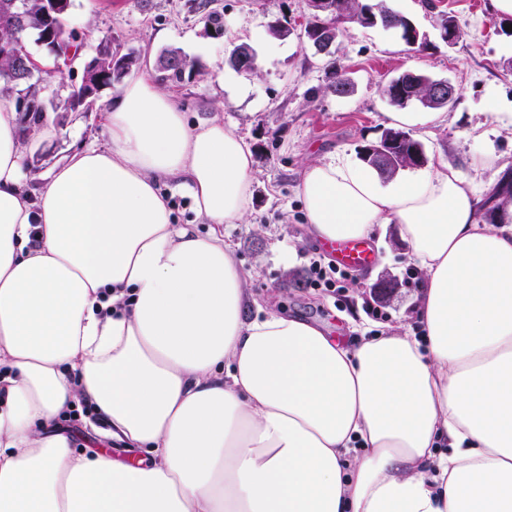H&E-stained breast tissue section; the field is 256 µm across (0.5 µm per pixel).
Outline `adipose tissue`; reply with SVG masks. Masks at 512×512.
<instances>
[{
	"instance_id": "ef3b65f1",
	"label": "adipose tissue",
	"mask_w": 512,
	"mask_h": 512,
	"mask_svg": "<svg viewBox=\"0 0 512 512\" xmlns=\"http://www.w3.org/2000/svg\"><path fill=\"white\" fill-rule=\"evenodd\" d=\"M36 193L17 100L0 93V512H512V207L481 223L446 163L382 185L307 164L308 232L394 224L424 274L420 333L342 346L251 315L224 227L253 154L192 125L146 68ZM206 233L174 221L161 184ZM95 406L122 456L75 453L63 412ZM161 190L170 199V203H172L175 223L194 224L193 226L201 232L207 230L208 224H203L202 219L198 217L193 209L192 200L185 190L178 188L174 182L163 183Z\"/></svg>"
}]
</instances>
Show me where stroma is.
<instances>
[{
    "instance_id": "35a3bbf8",
    "label": "stroma",
    "mask_w": 512,
    "mask_h": 512,
    "mask_svg": "<svg viewBox=\"0 0 512 512\" xmlns=\"http://www.w3.org/2000/svg\"><path fill=\"white\" fill-rule=\"evenodd\" d=\"M412 18L427 44L415 52L394 32L351 26L337 44L336 56L353 91H328L327 59L300 34L276 40L267 33L274 18L301 22L305 0H217L224 12L223 35H214L194 0H73L68 27L84 43L80 59L62 66L48 96L64 99L80 84L84 64L96 56L103 38L121 52L138 56L140 66L154 65L164 50L177 49L195 68L170 92L191 124L223 120L251 145L256 174L252 208L242 223L224 227L248 272V288L263 311L285 312L322 324L331 335L352 337L353 324H403L415 327L420 279L406 281L412 260L390 224L373 241L374 262L352 270L340 298L321 299L307 289L303 253L319 252L307 232L297 187L302 167L312 161L359 163L363 146L393 127L396 109L383 85L406 69H423L455 84L453 106L426 125L410 127L429 160L442 161L485 196L504 172L512 170V129L496 115L512 113V31L491 13L489 0H388ZM454 17L462 32L445 43L441 14ZM249 43L258 52L259 71L248 76L228 62L234 47ZM103 88L92 112H51L56 132L30 154L35 172H48L73 149L107 142L100 113L116 94ZM391 282L379 300L387 322H369L363 299L379 282Z\"/></svg>"
}]
</instances>
